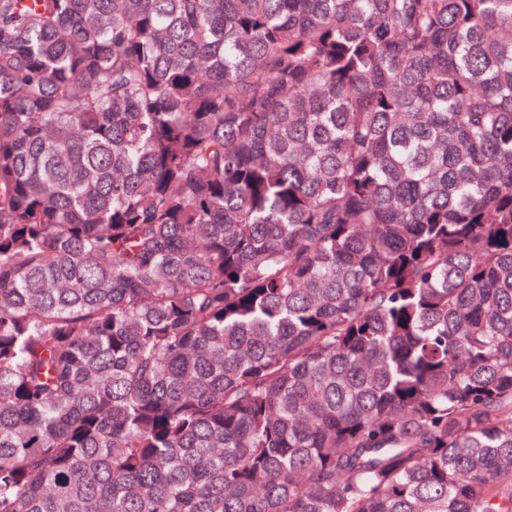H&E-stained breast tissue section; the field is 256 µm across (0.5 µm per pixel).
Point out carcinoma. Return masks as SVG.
<instances>
[{
    "mask_svg": "<svg viewBox=\"0 0 512 512\" xmlns=\"http://www.w3.org/2000/svg\"><path fill=\"white\" fill-rule=\"evenodd\" d=\"M0 512H512V0H0Z\"/></svg>",
    "mask_w": 512,
    "mask_h": 512,
    "instance_id": "cac0c4a2",
    "label": "carcinoma"
}]
</instances>
